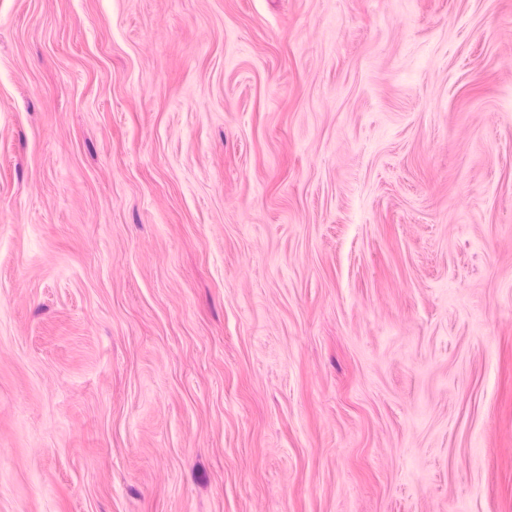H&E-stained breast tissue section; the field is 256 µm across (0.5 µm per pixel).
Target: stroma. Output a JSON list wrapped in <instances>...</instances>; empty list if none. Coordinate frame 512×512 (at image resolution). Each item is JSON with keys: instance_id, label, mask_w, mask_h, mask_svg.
<instances>
[{"instance_id": "stroma-1", "label": "stroma", "mask_w": 512, "mask_h": 512, "mask_svg": "<svg viewBox=\"0 0 512 512\" xmlns=\"http://www.w3.org/2000/svg\"><path fill=\"white\" fill-rule=\"evenodd\" d=\"M0 512H512V0H0Z\"/></svg>"}]
</instances>
